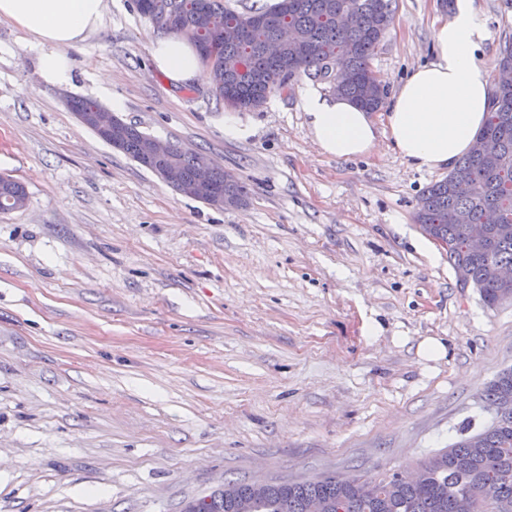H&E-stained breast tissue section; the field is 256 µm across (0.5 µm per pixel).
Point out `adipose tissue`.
<instances>
[{
  "mask_svg": "<svg viewBox=\"0 0 512 512\" xmlns=\"http://www.w3.org/2000/svg\"><path fill=\"white\" fill-rule=\"evenodd\" d=\"M456 15L433 26L435 59L418 66L392 96L384 132L414 168L435 170L469 153L489 106L485 68L477 57L483 26L469 0ZM105 0H0V20L22 28L39 47L42 79L63 86L73 79L70 48L96 31ZM152 66L171 83L201 74L197 47L178 37L150 39ZM310 133L320 152L339 159L368 154L377 141L366 111L345 97L308 89L304 98Z\"/></svg>",
  "mask_w": 512,
  "mask_h": 512,
  "instance_id": "obj_1",
  "label": "adipose tissue"
}]
</instances>
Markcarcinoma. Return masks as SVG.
Returning <instances> with one entry per match:
<instances>
[{
	"label": "carcinoma",
	"mask_w": 512,
	"mask_h": 512,
	"mask_svg": "<svg viewBox=\"0 0 512 512\" xmlns=\"http://www.w3.org/2000/svg\"><path fill=\"white\" fill-rule=\"evenodd\" d=\"M175 16L143 13L159 28L199 44L215 39L235 24L244 29L240 38H226L215 57H201L209 68L212 95L225 106L257 110L269 96L281 90L280 83L305 74L316 80L336 78L333 92L368 111H379L387 97L386 86L375 82L370 61L393 22L390 0H277L264 11L239 13L224 0H178ZM276 43L280 51L268 53ZM304 44L308 50L296 55ZM237 59L243 67L224 71V60ZM111 138L120 151L141 166L166 164L177 167L184 182L195 180L205 158L170 154L160 159L147 155L150 135L136 126L114 130ZM478 138L496 141L491 154L474 151L459 159L451 173L467 180L472 193L454 192L449 177L430 184L420 196L414 220L431 226L436 237L448 242V263L468 274V284L477 288L484 304L493 307L512 299V284L498 281L490 272L496 265H512V87L492 95L489 112ZM246 187L239 177L212 171L210 193L197 196L209 204L217 196L230 204L245 202ZM27 201L25 186L0 175V212L21 209ZM493 207L502 216L492 225L489 248L474 254L466 246L467 225L477 224L484 209ZM491 423L471 432L462 427L460 438L421 460L420 480L408 484L399 473L364 479L349 485L335 476L316 480L274 481L260 490L250 481H229L224 490L207 495L210 502L200 512H309L317 500L322 512H457L464 497L470 512H512V369L499 372L481 394Z\"/></svg>",
	"instance_id": "cac0c4a2"
}]
</instances>
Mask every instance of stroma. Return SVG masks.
I'll use <instances>...</instances> for the list:
<instances>
[{"mask_svg":"<svg viewBox=\"0 0 512 512\" xmlns=\"http://www.w3.org/2000/svg\"><path fill=\"white\" fill-rule=\"evenodd\" d=\"M45 84L39 50L0 21V512H181L238 479L407 470L490 422L480 394L512 367V300L486 307L414 222L446 170L379 137L337 159L313 145L300 76L255 111L207 77L173 86L155 24L106 0ZM494 70L512 0H472ZM371 62L389 92L433 61L438 0H392ZM82 97L203 153L249 188L218 208L177 192L83 126ZM233 114L243 137L224 134ZM429 339L440 356L419 352ZM27 201L25 186L9 176L0 175V212L21 209Z\"/></svg>","mask_w":512,"mask_h":512,"instance_id":"35a3bbf8","label":"stroma"}]
</instances>
